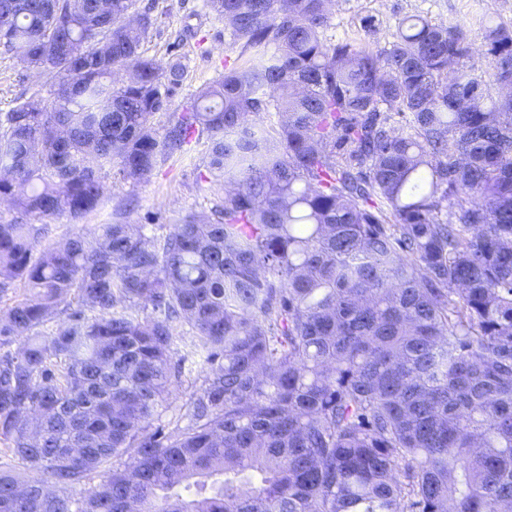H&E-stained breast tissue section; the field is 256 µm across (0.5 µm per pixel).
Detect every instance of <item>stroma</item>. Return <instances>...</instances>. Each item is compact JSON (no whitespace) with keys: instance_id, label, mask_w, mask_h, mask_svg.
Returning a JSON list of instances; mask_svg holds the SVG:
<instances>
[{"instance_id":"stroma-1","label":"stroma","mask_w":512,"mask_h":512,"mask_svg":"<svg viewBox=\"0 0 512 512\" xmlns=\"http://www.w3.org/2000/svg\"><path fill=\"white\" fill-rule=\"evenodd\" d=\"M156 25L144 42L147 56L168 63L180 55L186 66L182 85L171 97L165 111L154 117L157 131H164L170 113L183 111L198 91L217 79L225 67L255 58L256 50L234 42L224 23L205 5V0H152ZM334 39L369 47L390 41L400 19L418 15L435 23L462 27L467 35L468 61L487 68L489 59L481 36L485 17L512 27V0H335L332 7ZM373 18L378 29L370 34L364 28ZM50 96L51 81L38 77L0 52V113L9 111L13 100L31 87ZM200 150L166 161L151 179L133 184L107 180L100 207L74 219L63 215L46 219L44 243L98 224L129 221L136 224H174L185 216L224 200L221 183L207 174L200 161Z\"/></svg>"}]
</instances>
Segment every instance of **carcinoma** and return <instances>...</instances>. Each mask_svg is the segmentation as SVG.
<instances>
[{"label": "carcinoma", "mask_w": 512, "mask_h": 512, "mask_svg": "<svg viewBox=\"0 0 512 512\" xmlns=\"http://www.w3.org/2000/svg\"><path fill=\"white\" fill-rule=\"evenodd\" d=\"M332 2L206 0L260 55L160 136L150 10L0 0L56 87L0 113V512H512V29L480 72L420 16L336 42ZM191 144L224 203L40 245Z\"/></svg>", "instance_id": "obj_1"}]
</instances>
